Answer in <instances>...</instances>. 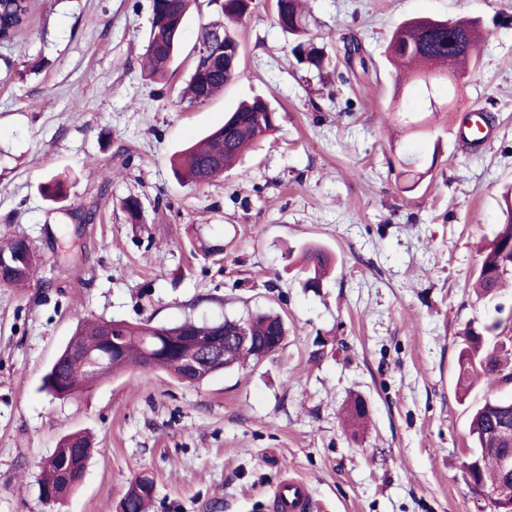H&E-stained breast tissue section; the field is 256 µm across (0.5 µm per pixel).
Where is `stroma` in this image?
<instances>
[{"label": "stroma", "instance_id": "1", "mask_svg": "<svg viewBox=\"0 0 512 512\" xmlns=\"http://www.w3.org/2000/svg\"><path fill=\"white\" fill-rule=\"evenodd\" d=\"M149 3L33 0L24 53L0 44V238L27 237L44 260L38 281L0 286V512H118L144 474L147 512H275L292 477L314 512H495L468 484L470 412L511 400L512 381L463 401L455 383L466 325L512 316V288L470 286L512 184V0H307L318 69L293 56L274 0H253L237 27L243 76L201 105L180 91L217 4L197 0L159 84L142 70ZM413 17L483 32L452 111L429 113L448 98L438 82L412 91L413 112L390 107L386 46ZM255 95L282 114L275 143L210 184L179 183L171 155ZM473 104L495 126L480 151L453 136ZM411 155L418 182L398 165ZM55 176L70 186L58 203L41 191ZM89 209L94 223H78ZM305 243L335 259L316 288L284 258ZM214 244L223 253L205 254ZM269 308L288 336L258 364L199 384L132 367L64 400L41 388L77 317L168 325ZM357 395L369 421L355 430L343 409ZM76 431L94 442L84 477L46 506L39 466Z\"/></svg>", "mask_w": 512, "mask_h": 512}]
</instances>
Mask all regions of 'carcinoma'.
I'll return each instance as SVG.
<instances>
[{
	"instance_id": "carcinoma-1",
	"label": "carcinoma",
	"mask_w": 512,
	"mask_h": 512,
	"mask_svg": "<svg viewBox=\"0 0 512 512\" xmlns=\"http://www.w3.org/2000/svg\"><path fill=\"white\" fill-rule=\"evenodd\" d=\"M33 0H0V42L12 43L26 25ZM193 0H152V20L147 39L143 68L152 79L163 78L174 60L171 47L179 46L186 14ZM220 8L224 20L219 22L224 32V45L214 42L210 26L201 28L197 47L198 61L189 77L184 95L193 104H204L224 87L242 76L239 67L240 43L232 25L241 22L249 13L252 0H222ZM276 19L279 27L292 39L293 53L299 61L317 69L323 63L322 48L315 43L310 15L302 0H275ZM465 36L463 52L454 63L463 71L470 66L479 29L473 20L415 18L406 21L391 34L388 62L396 76L407 73L421 74L429 64L443 69L448 65V37ZM224 49V67L211 66L209 59L219 49ZM281 116L269 100L255 96L241 102L227 113L224 125L210 132L199 142L176 152L171 165L176 177L196 186L208 184L230 169L251 148L269 140L280 129ZM43 194L51 201L64 200L65 183L60 179L48 182ZM479 259L475 273V288L483 297L493 296L512 278V205L504 212V220L492 240L478 250ZM43 259L23 237H7L0 241V285L21 287L38 273ZM333 265L331 255L321 246L306 243L299 250L296 266L307 275L305 287H316ZM112 325V335L123 341L106 345L100 338L102 327ZM224 329L245 328L253 341L262 343L269 336L288 333L284 319L272 312H259L246 317H226ZM217 324L205 320L185 319L174 325L158 329L146 321L130 323L124 320L80 318L73 335L50 369L42 377V389L52 397H73L86 390L95 381L106 380L121 374L129 367H151L179 378V368L169 348L182 346L189 336H211ZM493 334L512 342V326L497 319L490 324L473 321L463 336L457 368L456 392L463 400L482 378L509 380L512 373L505 372L506 363L496 347L489 348L485 335ZM74 348L94 349L107 353L109 361L104 370L87 371L72 356ZM258 363L260 357L251 348L227 347L224 365L227 368ZM363 400L350 401L345 408L349 425L359 427L365 423L368 411L359 409ZM512 431V401L487 399L470 414L469 433L472 446L465 463L466 473L487 491H494L504 481L497 448L512 446V438L505 432ZM91 447L90 440L80 433L63 436L57 448L41 465L39 488L59 489L63 485L62 462L70 458L73 465L87 462L80 454ZM148 497L137 494L129 487L125 494L128 512H145Z\"/></svg>"
}]
</instances>
